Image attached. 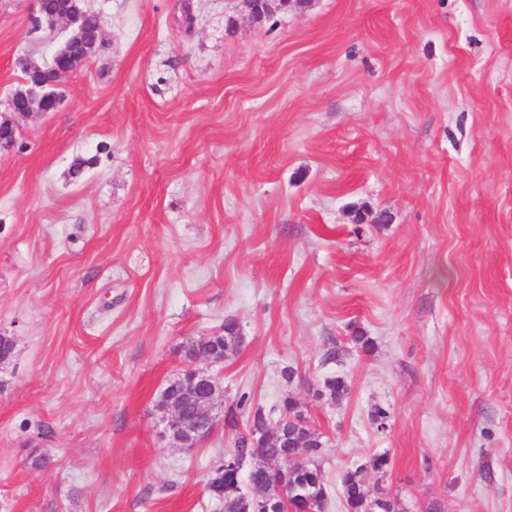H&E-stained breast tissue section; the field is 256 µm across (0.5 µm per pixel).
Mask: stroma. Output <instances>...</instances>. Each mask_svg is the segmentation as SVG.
<instances>
[{"label": "stroma", "instance_id": "stroma-1", "mask_svg": "<svg viewBox=\"0 0 512 512\" xmlns=\"http://www.w3.org/2000/svg\"><path fill=\"white\" fill-rule=\"evenodd\" d=\"M83 3L104 47L0 149V512H221L243 394L298 401L325 512L356 468L512 512V0H191L188 34L178 0ZM33 14L0 0V116L66 37ZM228 320L216 427L171 447L160 396ZM236 327L235 322L225 321L224 334L205 336L198 341L187 344L183 349L185 363L193 361L200 351L213 358L223 359L236 353L241 342V337Z\"/></svg>", "mask_w": 512, "mask_h": 512}]
</instances>
